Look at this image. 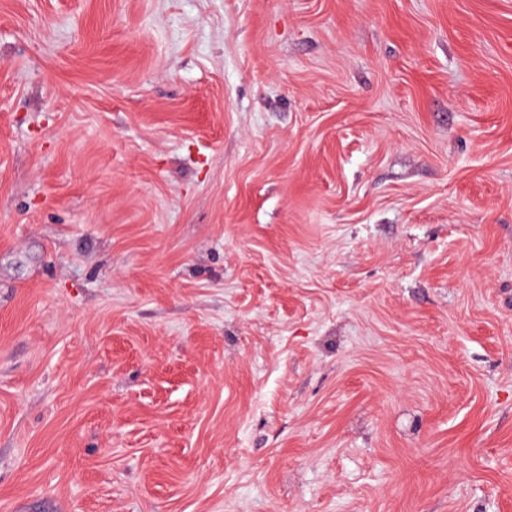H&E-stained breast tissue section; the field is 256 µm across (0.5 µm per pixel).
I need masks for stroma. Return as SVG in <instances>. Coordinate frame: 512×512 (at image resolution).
<instances>
[{"label":"stroma","mask_w":512,"mask_h":512,"mask_svg":"<svg viewBox=\"0 0 512 512\" xmlns=\"http://www.w3.org/2000/svg\"><path fill=\"white\" fill-rule=\"evenodd\" d=\"M0 512H512V0H0Z\"/></svg>","instance_id":"1"}]
</instances>
